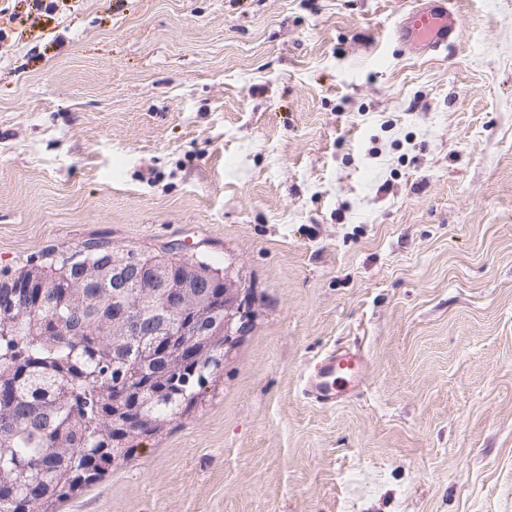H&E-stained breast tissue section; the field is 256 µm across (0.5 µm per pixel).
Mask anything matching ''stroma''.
Wrapping results in <instances>:
<instances>
[{
  "mask_svg": "<svg viewBox=\"0 0 512 512\" xmlns=\"http://www.w3.org/2000/svg\"><path fill=\"white\" fill-rule=\"evenodd\" d=\"M450 3L417 58L408 0H0V279L176 247L243 315L55 512H512V0ZM401 18L395 37L402 51L422 56L448 46L459 34V15L445 0H416ZM366 362L358 350L336 351L323 357L305 384V392L321 405H332L336 399L361 382Z\"/></svg>",
  "mask_w": 512,
  "mask_h": 512,
  "instance_id": "obj_1",
  "label": "stroma"
}]
</instances>
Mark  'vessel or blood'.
I'll return each mask as SVG.
<instances>
[{"instance_id": "b4317fda", "label": "vessel or blood", "mask_w": 512, "mask_h": 512, "mask_svg": "<svg viewBox=\"0 0 512 512\" xmlns=\"http://www.w3.org/2000/svg\"><path fill=\"white\" fill-rule=\"evenodd\" d=\"M460 27V17L447 0H414L397 24L395 37L404 53L422 56L451 44ZM365 365L359 351L330 353L316 364L305 392L319 404H335L338 397L360 384Z\"/></svg>"}]
</instances>
